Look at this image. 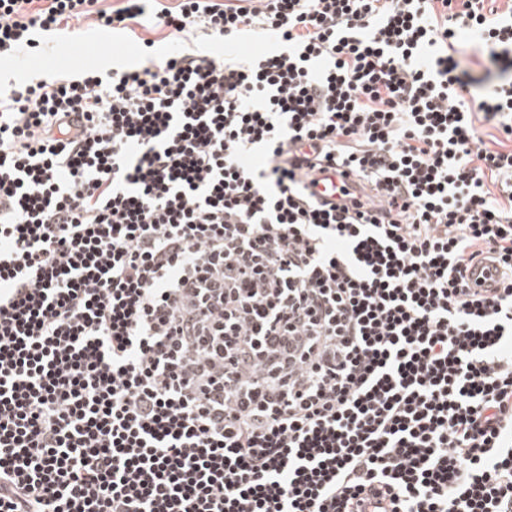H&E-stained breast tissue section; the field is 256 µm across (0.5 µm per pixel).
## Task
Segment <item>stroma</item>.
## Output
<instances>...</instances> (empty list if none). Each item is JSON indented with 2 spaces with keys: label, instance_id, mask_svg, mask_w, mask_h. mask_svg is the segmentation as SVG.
<instances>
[{
  "label": "stroma",
  "instance_id": "1",
  "mask_svg": "<svg viewBox=\"0 0 512 512\" xmlns=\"http://www.w3.org/2000/svg\"><path fill=\"white\" fill-rule=\"evenodd\" d=\"M152 40V48H145V40ZM273 45L272 40L257 36H242L234 40L232 50H225L223 43L208 39L202 32L193 30L176 39L165 30H150L142 26L134 29L122 27L83 26L55 31L39 48L26 54L25 66H18L16 59L0 58V83L35 77L61 78L84 69L109 70L145 65L147 55H167L179 50L201 53L215 58L231 54L240 61L250 59Z\"/></svg>",
  "mask_w": 512,
  "mask_h": 512
}]
</instances>
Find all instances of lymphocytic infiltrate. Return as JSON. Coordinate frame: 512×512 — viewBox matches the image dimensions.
<instances>
[{
    "label": "lymphocytic infiltrate",
    "mask_w": 512,
    "mask_h": 512,
    "mask_svg": "<svg viewBox=\"0 0 512 512\" xmlns=\"http://www.w3.org/2000/svg\"><path fill=\"white\" fill-rule=\"evenodd\" d=\"M97 2L279 48L0 90V512H512V4ZM342 182H344L347 190L350 193H355L358 189L351 183L345 181L341 178L336 172H326L317 177V184L313 187V191L315 192L316 198L324 203H339L344 199V196L339 188L342 186Z\"/></svg>",
    "instance_id": "obj_1"
}]
</instances>
